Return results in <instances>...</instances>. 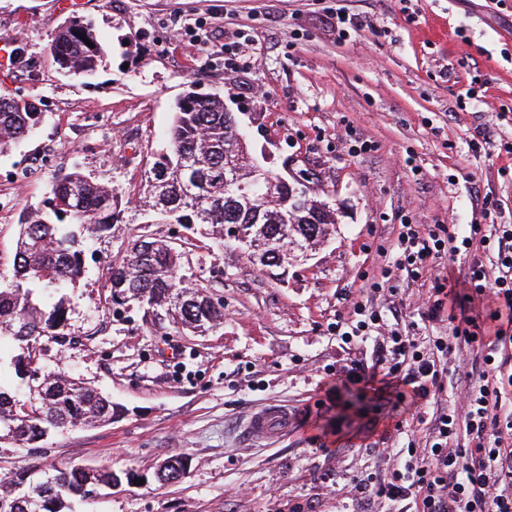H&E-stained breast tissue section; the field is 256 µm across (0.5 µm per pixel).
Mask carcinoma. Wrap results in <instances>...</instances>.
Returning a JSON list of instances; mask_svg holds the SVG:
<instances>
[{
    "instance_id": "obj_1",
    "label": "carcinoma",
    "mask_w": 512,
    "mask_h": 512,
    "mask_svg": "<svg viewBox=\"0 0 512 512\" xmlns=\"http://www.w3.org/2000/svg\"><path fill=\"white\" fill-rule=\"evenodd\" d=\"M84 36L93 46L86 45ZM49 51L59 68L74 76L94 73L107 56L91 25L77 16L59 30ZM40 122L41 113L21 109L14 97L0 94V151ZM244 147L230 130L224 98L187 92L175 105L168 149L148 171L149 197L136 211L151 223L210 224L217 228L215 245L220 247L227 244L224 225L238 224L250 237L281 241L282 251L261 265L282 266L288 262L284 248L291 231L309 248L336 223V209L300 191L292 195L286 184L267 195V179L242 163ZM227 153L233 157L230 164L224 161ZM122 197L117 183H102L76 168L60 170L52 178L45 208L25 211L19 218L13 276L0 284V337L11 338L20 350L7 365L0 358V426L8 425L18 443L34 445L54 430L109 423L123 413L111 397L66 375L46 374V387H30L23 397L5 380L11 372L24 379V367L33 360L40 337L63 335V301L43 298L39 291L76 287L84 271L86 234L123 222ZM183 258L184 252L171 241L132 235L126 253L110 265L112 302L148 306L151 324L160 328L168 324L201 336L218 328L224 303L183 273ZM184 460L183 455L164 460L158 482L181 479ZM118 481L107 467H25L0 491V512H64L70 499H84L90 488H108Z\"/></svg>"
}]
</instances>
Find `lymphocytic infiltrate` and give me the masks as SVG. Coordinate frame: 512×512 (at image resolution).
I'll return each instance as SVG.
<instances>
[{
  "mask_svg": "<svg viewBox=\"0 0 512 512\" xmlns=\"http://www.w3.org/2000/svg\"><path fill=\"white\" fill-rule=\"evenodd\" d=\"M492 242L494 269L474 258L465 279L439 278L432 287L429 316H445L451 335L383 330L381 315L360 302L349 318L337 320L343 343L372 342L375 354L372 363L354 360L337 374L340 391L378 384L398 400L427 402L443 389L442 356L475 350L470 366L455 368L452 403L436 407L424 443L408 441L389 477L350 478L351 500L375 501L383 512H512V223L498 222L491 237L478 224L445 237L407 227L382 276L418 277L432 255L455 256Z\"/></svg>",
  "mask_w": 512,
  "mask_h": 512,
  "instance_id": "f902f5d3",
  "label": "lymphocytic infiltrate"
}]
</instances>
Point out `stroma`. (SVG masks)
I'll return each mask as SVG.
<instances>
[{
  "label": "stroma",
  "instance_id": "1",
  "mask_svg": "<svg viewBox=\"0 0 512 512\" xmlns=\"http://www.w3.org/2000/svg\"><path fill=\"white\" fill-rule=\"evenodd\" d=\"M360 15L363 30L338 39L328 8ZM73 16L89 21L109 56L90 77L65 75L49 45ZM18 49L0 64V91L39 104L40 125L0 153V282L12 276L23 211L47 199L59 169L116 182L130 203L166 147L176 100L223 96L266 169L315 173L310 195L337 204L335 232L273 271L241 252L213 248L211 226L150 224L146 233L187 242L185 270L224 302V324L205 336L151 325L143 308L117 307L105 286L134 231L119 223L87 250L85 272L64 289L66 341L42 337L38 363L112 397V423L51 432L32 449L0 442V480L27 465L107 466L118 486L73 512H354L337 485L387 472L406 431L426 433L412 408L403 430L394 401L366 393L335 399L336 373L372 347L343 344L333 325L355 302L385 312L402 304L421 335L445 336L423 314L435 277L464 279L467 260L431 259L423 275L373 289L403 225L486 223V202L512 213V156L469 146L475 127L512 141V0H0V39ZM198 39L201 52L185 47ZM240 40L255 64L224 66ZM479 101L459 110L470 83ZM288 405L298 426L255 441L248 415ZM188 457L178 481L154 475Z\"/></svg>",
  "mask_w": 512,
  "mask_h": 512
}]
</instances>
